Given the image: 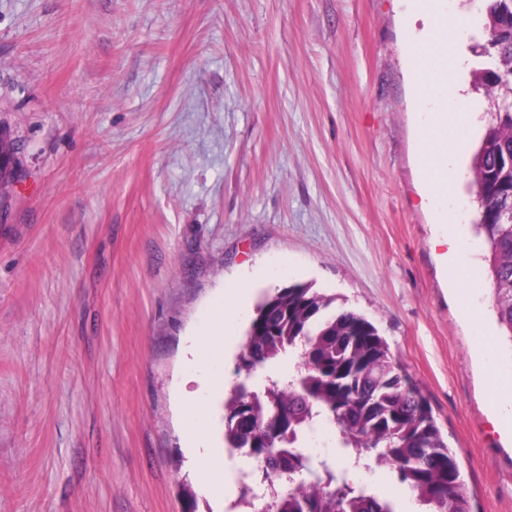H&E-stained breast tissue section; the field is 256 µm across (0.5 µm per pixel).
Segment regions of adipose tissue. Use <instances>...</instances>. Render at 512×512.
Returning a JSON list of instances; mask_svg holds the SVG:
<instances>
[{"mask_svg": "<svg viewBox=\"0 0 512 512\" xmlns=\"http://www.w3.org/2000/svg\"><path fill=\"white\" fill-rule=\"evenodd\" d=\"M451 26L452 22L448 18L436 19L434 31L429 39L442 43L444 50L421 60L415 72L416 83L434 80L442 92L450 95L455 92V75L464 65L463 58L455 54L452 42L448 38ZM457 151V145L448 137V115L444 112L438 113L423 144L424 164L433 186H440L447 181L449 164ZM252 293V284L242 283L225 295L223 307L217 309L215 313L213 327L196 335L192 345L186 350L185 363L191 370L188 380L196 385L195 390L188 392L184 401L187 410L204 417L208 416L210 407L199 389L222 381L223 374L216 371L215 366L223 362L227 346L224 323L235 318L238 312L250 303Z\"/></svg>", "mask_w": 512, "mask_h": 512, "instance_id": "adipose-tissue-1", "label": "adipose tissue"}]
</instances>
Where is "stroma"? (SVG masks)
Here are the masks:
<instances>
[{"mask_svg": "<svg viewBox=\"0 0 512 512\" xmlns=\"http://www.w3.org/2000/svg\"><path fill=\"white\" fill-rule=\"evenodd\" d=\"M481 0H0V512H238L188 453L183 353L226 288L312 283L419 384L474 512H512V381L467 158L425 198L419 96L440 10L470 54ZM469 277L451 285L436 211ZM208 441L223 458L224 357ZM421 512L388 469H356Z\"/></svg>", "mask_w": 512, "mask_h": 512, "instance_id": "35a3bbf8", "label": "stroma"}]
</instances>
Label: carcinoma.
<instances>
[{
	"label": "carcinoma",
	"instance_id": "1",
	"mask_svg": "<svg viewBox=\"0 0 512 512\" xmlns=\"http://www.w3.org/2000/svg\"><path fill=\"white\" fill-rule=\"evenodd\" d=\"M474 45L489 56L473 68L472 90L486 107L512 97V0H482ZM512 111L488 113L470 159L476 204L473 230L483 248L492 310L500 337L512 345ZM336 298L309 284L263 297L241 349L243 366L262 369L291 353L297 370L266 378L246 394L234 386L224 400L235 414L251 415L224 429L227 447L257 460L269 454L271 472L288 479L270 512H394L392 504L355 482L353 466L391 470L424 512H472L455 453L448 447L417 384L363 314L335 306ZM278 405L288 412V433L264 444ZM326 424L336 432L332 457L314 460L308 441Z\"/></svg>",
	"mask_w": 512,
	"mask_h": 512
}]
</instances>
